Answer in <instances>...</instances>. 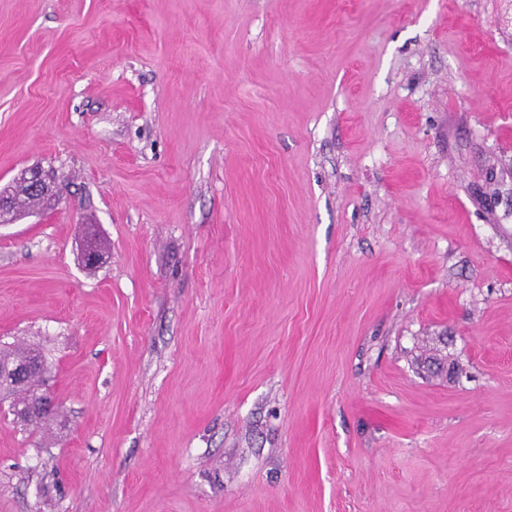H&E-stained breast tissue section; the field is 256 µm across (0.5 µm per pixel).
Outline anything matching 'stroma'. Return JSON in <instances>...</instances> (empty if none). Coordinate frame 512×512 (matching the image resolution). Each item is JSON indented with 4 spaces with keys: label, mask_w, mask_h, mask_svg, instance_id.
Segmentation results:
<instances>
[{
    "label": "stroma",
    "mask_w": 512,
    "mask_h": 512,
    "mask_svg": "<svg viewBox=\"0 0 512 512\" xmlns=\"http://www.w3.org/2000/svg\"><path fill=\"white\" fill-rule=\"evenodd\" d=\"M32 167L0 512H512V0H0ZM34 357H38L39 359H32L26 364L9 365L6 371H4V368H1L0 366L1 384L4 379H7L14 385L11 387L7 386L5 388V399H11V403H15V406L17 404H24L28 395V389L16 388L15 385L24 383V379L33 372L37 373L41 379H45L46 375L50 372V368L46 363L42 362L44 359L35 350L1 344L0 365L5 363L13 364L15 362H24ZM54 405L55 400L51 391L45 387V384H42L33 387L27 403L23 406H18L14 411L19 420L27 421L35 414L51 408Z\"/></svg>",
    "instance_id": "1"
}]
</instances>
